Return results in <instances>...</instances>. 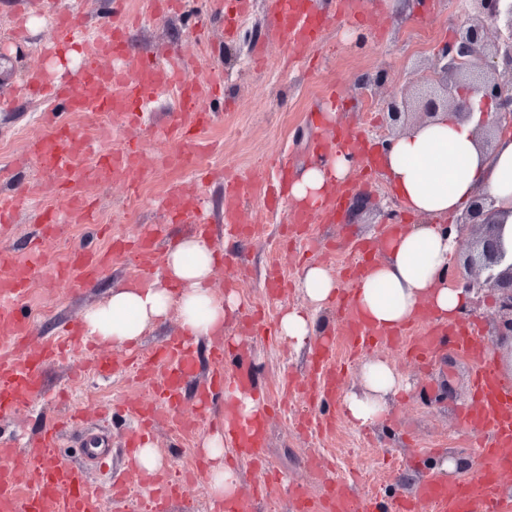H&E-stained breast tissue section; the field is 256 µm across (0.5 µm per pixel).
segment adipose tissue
I'll use <instances>...</instances> for the list:
<instances>
[{"instance_id": "obj_1", "label": "adipose tissue", "mask_w": 512, "mask_h": 512, "mask_svg": "<svg viewBox=\"0 0 512 512\" xmlns=\"http://www.w3.org/2000/svg\"><path fill=\"white\" fill-rule=\"evenodd\" d=\"M480 113L467 119L440 113L436 120L400 136L378 157L377 163L404 210L421 216L398 237L386 240L371 273L353 294L354 305L377 328L392 330L410 322L419 312L439 320L459 317L471 296L448 283L449 256L454 244L443 219L462 218L474 197L486 194L494 201V219L502 226L503 242L512 249V131L494 132L493 150H484L477 136ZM350 156L319 158L292 185L300 201L315 202L330 180H344L352 172ZM214 249L208 239L193 236L170 247L163 274L147 286L129 282L113 288L106 303L83 317L89 336L114 346L135 343L147 326L177 313L184 336L197 338L223 331L224 321L238 308L237 293L217 295L210 284ZM299 287L307 306L284 311L278 322L282 340L302 347L316 332L314 313L331 302L336 282L321 266L305 269ZM363 387L343 398L348 418L360 426L379 423L394 397L409 385L386 362L371 360L362 366ZM203 449L211 460L210 494L236 496L240 477L224 464V436L206 437Z\"/></svg>"}]
</instances>
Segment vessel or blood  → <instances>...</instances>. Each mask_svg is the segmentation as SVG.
Listing matches in <instances>:
<instances>
[{
	"mask_svg": "<svg viewBox=\"0 0 512 512\" xmlns=\"http://www.w3.org/2000/svg\"><path fill=\"white\" fill-rule=\"evenodd\" d=\"M268 9L273 18V38L299 57L321 41L328 27V16L317 10L312 0H268ZM55 19L54 35L62 44L71 43L83 27L81 17L70 11H58ZM125 50L124 27L113 26L94 38L92 49L73 77L41 85L40 90L51 106L60 105L70 112H114L135 125L141 119L142 108L153 101L158 89L172 88L177 110L171 115L169 127L188 142L187 149L176 155L175 163L180 167L191 165L199 153L209 149L208 143L195 139L194 131L211 119L210 113L200 106L203 89L193 78L191 65L179 57L169 68L146 60L128 74L111 64ZM91 154L89 141L64 125L54 126L50 135L34 139L27 146L28 157L36 159L49 175L64 177V190L72 211L77 213L91 209L77 194L78 180L92 177L102 182L120 181L134 189L146 175L132 143L95 155L94 166H81V158ZM288 181V166L283 163L276 168L269 187H261L256 179L226 184L224 222L230 231L237 237H247L250 228L241 222V202L259 192L266 207L279 206L288 200ZM350 190L348 184H336L315 207L292 210L291 232L303 236L311 225L336 222L342 200ZM28 203L23 190L1 195L0 223H11L16 212ZM162 205L163 223L204 221L198 197L184 186L170 188ZM162 225H153L132 245L131 252L140 267L150 268L157 263L154 243ZM350 255L345 270L347 281L352 283L366 274L375 251L372 244L361 243ZM109 261V254L77 248L71 251L66 263L56 267L54 276L67 281L77 292L95 280ZM45 263L41 245L36 242L25 260L0 271V335L9 339L8 344L0 346L1 416L14 413L41 392L42 366L64 358L73 342L68 335L33 344L31 324L17 314L18 300L26 296L29 284L41 275ZM339 311L343 318L341 334L351 354H360L376 345H400L416 359L449 347L456 356L476 363L471 378L473 400L461 411L459 420L477 434V446L488 462L486 470L479 478L457 482L427 478L414 496L393 498L389 512H512V502L499 495L502 478L512 474V386L500 381L474 336L434 324L427 325L420 336L410 327L395 333L378 332L355 314L345 294L340 297ZM211 361L214 379L200 392L199 409L191 417L181 411L182 393L197 363V353L190 342L176 341L148 354L133 355L126 367L152 387L158 406L179 432L187 434L218 424L231 437L241 459L262 467L266 461L265 419L244 420L228 414L218 420L213 417V408L222 399L225 387L250 389L251 360L246 350L228 353L219 348L212 353ZM342 382L334 344L321 346L305 385L306 399L335 400ZM16 454L13 444L0 442V512H99L100 491L84 470L63 462L38 468L18 466L13 462ZM293 497L296 512H378L372 497L355 495L338 483L331 484L317 499L307 497L300 489L294 491Z\"/></svg>",
	"mask_w": 512,
	"mask_h": 512,
	"instance_id": "vessel-or-blood-1",
	"label": "vessel or blood"
}]
</instances>
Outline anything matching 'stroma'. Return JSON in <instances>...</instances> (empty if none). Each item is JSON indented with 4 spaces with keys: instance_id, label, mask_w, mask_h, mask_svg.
I'll list each match as a JSON object with an SVG mask.
<instances>
[{
    "instance_id": "1",
    "label": "stroma",
    "mask_w": 512,
    "mask_h": 512,
    "mask_svg": "<svg viewBox=\"0 0 512 512\" xmlns=\"http://www.w3.org/2000/svg\"><path fill=\"white\" fill-rule=\"evenodd\" d=\"M218 6V0H180L178 9L158 16L147 0H125L124 11L140 15L141 22L130 27L127 53L115 59V66L134 70L161 45L195 61L194 75L204 88L202 106L212 115L197 136L215 143L217 149L197 158L192 169L169 164V157L182 152L185 143L166 132L176 104L162 92L146 112L144 126L138 128L128 127L120 115L105 123L92 113H60L59 123L88 137L101 151L127 140L138 142L151 176L133 190L91 179L80 183L79 194L96 202L95 218L57 225L45 237L48 267L64 262L75 246L102 251L113 239L132 241L145 225L162 223V198L176 183L198 182L201 202L210 217L208 234L214 244H226L230 234L224 224L225 180L251 179L270 170L282 151L287 152L294 171H301L310 161L311 145L334 132L326 122L314 124L308 119L309 113L326 111L332 94L342 102L343 121L352 124L366 142L381 143L392 131L387 102L422 84L439 47L477 17L476 10H462L455 0H349L309 57L293 59L285 46L270 37L266 0H251L236 39L229 43L224 40L223 25L214 18ZM53 24L42 0H0V51L10 58L0 71V195L22 187L30 198L28 210L0 228V267L25 258L44 212L66 208L58 180L43 175L37 163L25 156L29 139L50 130L45 119L49 105L29 91L31 77L58 81L75 72L81 61L71 47L54 43ZM377 71L384 79L371 94L362 97L352 91L358 74ZM361 194L368 203L365 211L342 223L313 225L309 244L285 243L282 231L290 220L289 209L269 213L260 197H251L243 204V221L252 227L250 237L239 241L237 250L229 251L214 269L212 283L217 293L232 289L240 298L226 335H235L238 319L246 317L251 307L263 312L266 331L247 340L245 346L253 363L255 386L269 401H279L289 382L309 378L319 344L318 339H311L296 352L270 332L282 309L306 305L296 286L303 269L318 264L331 276L340 277L345 253L323 254L324 241L377 239L382 212L398 207L383 175H376ZM273 263L280 266L289 286L271 298L261 282ZM155 278V271L142 270L125 252L114 255L110 268L79 292L50 275L40 276L30 284L18 308L31 323L36 340L46 341L61 335L66 325L81 324L84 312L104 303L115 285L128 281L148 285ZM487 313V306L474 308L466 321L477 341L487 347L499 378L512 385V343L492 342ZM94 358V352L79 342L69 359L46 364L42 392L27 408L0 417V441L30 437L53 415L71 412L76 419L58 441L57 457L69 464H85L81 436L105 434L112 442L111 476L133 477L126 450L134 437V423L118 404L129 395L148 404L153 397L132 376L115 373L103 378L85 372V365ZM364 359L386 361L412 383V392L399 397L387 418L369 428L355 427L341 408H334V429L317 437L300 435L293 414L272 416L267 422V453L277 481L267 498L254 503V512H294L291 486L302 485L317 498L335 480L343 481L352 492H369L382 501L408 497L424 479L439 475L445 458L459 462L452 480L480 475L485 461L474 453L473 434L456 414L457 407L470 399V362L445 351L435 354L423 370L408 363L401 348L386 346L365 351ZM355 439L360 442L356 448L351 445ZM148 440L161 467L174 473L187 459L203 457L202 437L173 434L162 417ZM312 454L325 456L331 468L307 467L305 460ZM90 477L100 488L103 512H131V503L113 501L107 476L94 468Z\"/></svg>"
}]
</instances>
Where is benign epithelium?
I'll use <instances>...</instances> for the list:
<instances>
[{
  "label": "benign epithelium",
  "instance_id": "obj_1",
  "mask_svg": "<svg viewBox=\"0 0 512 512\" xmlns=\"http://www.w3.org/2000/svg\"><path fill=\"white\" fill-rule=\"evenodd\" d=\"M481 17L493 22L498 39L488 47L487 29L479 21L470 25L445 43L427 81L435 89L418 96L401 97L388 104L389 117L397 122L412 109L420 110L422 120L437 115L441 107L456 109L460 119L473 112L472 105L460 93V85L481 94L480 140L487 149L492 143L495 128L512 126V0H473ZM493 202L486 196L477 197L470 211L455 225V241L462 244L472 234L470 253L466 256L472 273L467 278L457 275L460 253H455L448 266V279L462 286L481 303L491 294L495 310L490 315L493 336L512 337V253L502 241L501 225L493 221Z\"/></svg>",
  "mask_w": 512,
  "mask_h": 512
}]
</instances>
